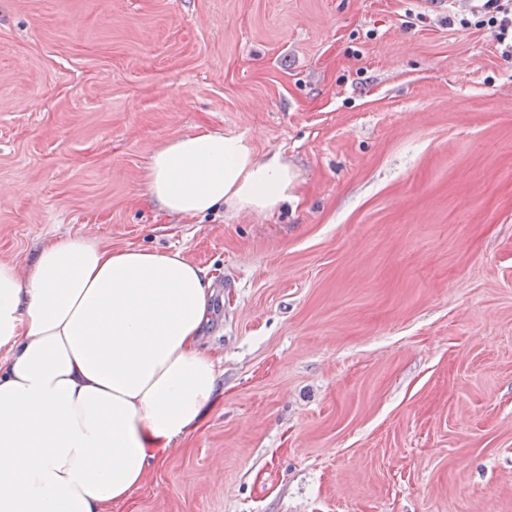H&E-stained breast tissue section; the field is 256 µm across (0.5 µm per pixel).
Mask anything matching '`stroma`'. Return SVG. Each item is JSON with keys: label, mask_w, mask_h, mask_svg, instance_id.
Listing matches in <instances>:
<instances>
[{"label": "stroma", "mask_w": 512, "mask_h": 512, "mask_svg": "<svg viewBox=\"0 0 512 512\" xmlns=\"http://www.w3.org/2000/svg\"><path fill=\"white\" fill-rule=\"evenodd\" d=\"M424 0H0V257L181 250L217 402L112 512H512V57ZM280 154L297 205L177 224L158 146Z\"/></svg>", "instance_id": "1"}]
</instances>
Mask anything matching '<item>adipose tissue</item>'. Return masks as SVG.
Listing matches in <instances>:
<instances>
[{
	"instance_id": "obj_1",
	"label": "adipose tissue",
	"mask_w": 512,
	"mask_h": 512,
	"mask_svg": "<svg viewBox=\"0 0 512 512\" xmlns=\"http://www.w3.org/2000/svg\"><path fill=\"white\" fill-rule=\"evenodd\" d=\"M280 155L207 128L166 139L146 199L186 224L293 202ZM207 272L179 250L74 234L25 266L0 258V512H110L200 426L221 361L201 342Z\"/></svg>"
}]
</instances>
